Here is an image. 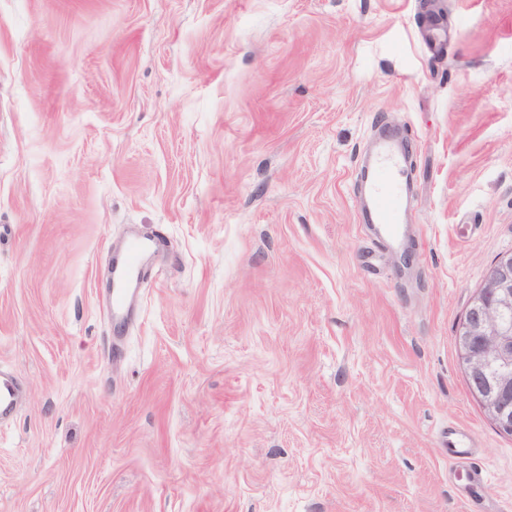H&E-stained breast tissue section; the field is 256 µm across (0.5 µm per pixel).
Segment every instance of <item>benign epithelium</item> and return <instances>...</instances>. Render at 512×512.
Listing matches in <instances>:
<instances>
[{"instance_id": "obj_1", "label": "benign epithelium", "mask_w": 512, "mask_h": 512, "mask_svg": "<svg viewBox=\"0 0 512 512\" xmlns=\"http://www.w3.org/2000/svg\"><path fill=\"white\" fill-rule=\"evenodd\" d=\"M472 392L500 431L512 434V252L499 256L457 332Z\"/></svg>"}]
</instances>
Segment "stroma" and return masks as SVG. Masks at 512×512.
I'll return each mask as SVG.
<instances>
[{
	"label": "stroma",
	"mask_w": 512,
	"mask_h": 512,
	"mask_svg": "<svg viewBox=\"0 0 512 512\" xmlns=\"http://www.w3.org/2000/svg\"><path fill=\"white\" fill-rule=\"evenodd\" d=\"M385 124L407 267L352 188ZM510 251L512 0H0V512H512L456 339ZM154 240L138 238L130 242L124 260L116 272L118 277H126L134 280L140 269L143 257L155 247ZM23 403L18 380L10 371H0V419L8 421L20 410Z\"/></svg>",
	"instance_id": "1"
}]
</instances>
